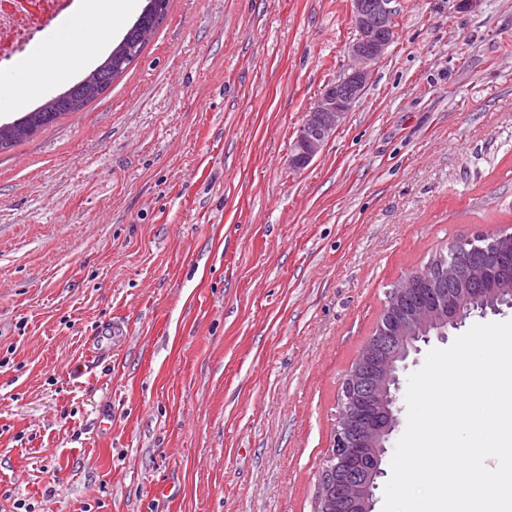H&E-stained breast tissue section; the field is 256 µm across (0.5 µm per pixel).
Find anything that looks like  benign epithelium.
<instances>
[{"label":"benign epithelium","mask_w":512,"mask_h":512,"mask_svg":"<svg viewBox=\"0 0 512 512\" xmlns=\"http://www.w3.org/2000/svg\"><path fill=\"white\" fill-rule=\"evenodd\" d=\"M396 2L350 0L351 20L357 31L356 39L348 47L352 64L309 110L292 146V169L300 171L309 166L363 96L371 71L394 40ZM486 275L482 264L470 263L463 272L455 264H448V271L439 277L440 287L433 289L437 300L433 308L411 303L412 291L418 281L428 277L426 272L409 274L396 286L395 295L409 305L397 313L385 335L364 344L347 371L338 396L330 465L315 512H373L378 479L384 476L383 457L399 423L400 372L407 368L410 356L421 351V345L429 344L434 337L447 340V329L457 330L465 325L475 310L481 316L487 315L485 308L470 307L460 300L463 295L471 296V290L462 295L456 289L462 278L476 285ZM366 397L384 402L387 419L382 425L360 419V404ZM356 447L375 455L374 467L364 478L348 470L350 453Z\"/></svg>","instance_id":"1"}]
</instances>
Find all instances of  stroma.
Wrapping results in <instances>:
<instances>
[{"label":"stroma","instance_id":"obj_1","mask_svg":"<svg viewBox=\"0 0 512 512\" xmlns=\"http://www.w3.org/2000/svg\"><path fill=\"white\" fill-rule=\"evenodd\" d=\"M395 23L301 171L349 0H172L109 89L0 153V512H313L390 289L512 232V0ZM109 335L110 336H96L93 339L92 346L97 355L102 356L110 354V352L120 350L127 343V332L119 328L112 327V333Z\"/></svg>","mask_w":512,"mask_h":512}]
</instances>
